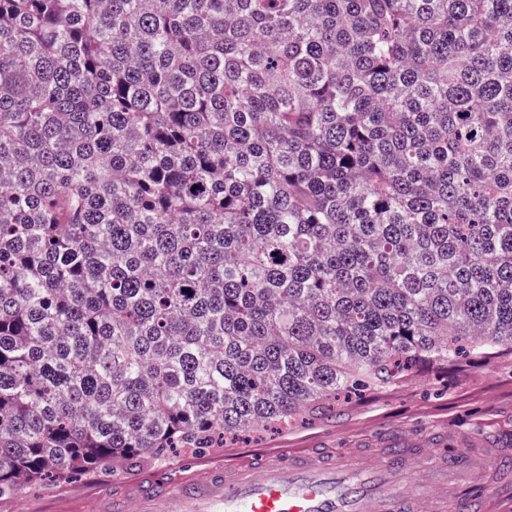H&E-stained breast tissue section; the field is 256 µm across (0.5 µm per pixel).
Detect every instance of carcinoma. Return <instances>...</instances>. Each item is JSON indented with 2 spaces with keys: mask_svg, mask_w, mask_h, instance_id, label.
<instances>
[{
  "mask_svg": "<svg viewBox=\"0 0 512 512\" xmlns=\"http://www.w3.org/2000/svg\"><path fill=\"white\" fill-rule=\"evenodd\" d=\"M512 347V0H0V495Z\"/></svg>",
  "mask_w": 512,
  "mask_h": 512,
  "instance_id": "obj_1",
  "label": "carcinoma"
}]
</instances>
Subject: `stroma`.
<instances>
[{
  "label": "stroma",
  "instance_id": "35a3bbf8",
  "mask_svg": "<svg viewBox=\"0 0 512 512\" xmlns=\"http://www.w3.org/2000/svg\"><path fill=\"white\" fill-rule=\"evenodd\" d=\"M448 436L471 451L512 448L511 351L422 367L361 396L339 399L330 411L247 434L221 448L163 452L119 472L104 465L66 480L46 478L0 496V512H48L56 500L89 498L153 469L167 468L178 476L220 459L235 461L248 451L332 448L361 457L382 452L391 441L433 448Z\"/></svg>",
  "mask_w": 512,
  "mask_h": 512
}]
</instances>
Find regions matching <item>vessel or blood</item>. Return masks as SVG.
<instances>
[{
  "mask_svg": "<svg viewBox=\"0 0 512 512\" xmlns=\"http://www.w3.org/2000/svg\"><path fill=\"white\" fill-rule=\"evenodd\" d=\"M499 472L512 494V453L481 457L461 448H392L375 464L306 450L254 453L171 479H139L132 496L104 494L96 512H485L476 478Z\"/></svg>",
  "mask_w": 512,
  "mask_h": 512,
  "instance_id": "obj_1",
  "label": "vessel or blood"
}]
</instances>
